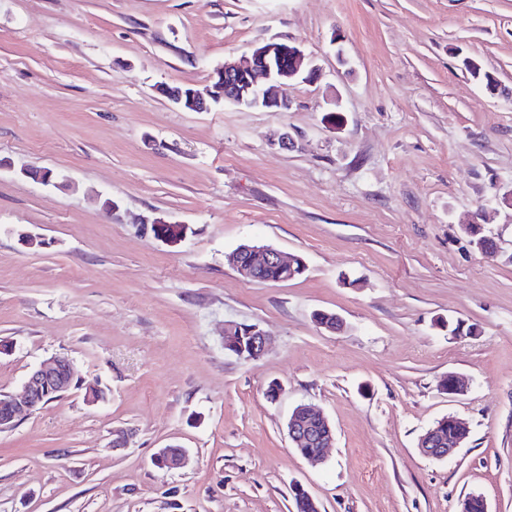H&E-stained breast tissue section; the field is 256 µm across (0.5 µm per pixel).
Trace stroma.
<instances>
[{
    "instance_id": "stroma-1",
    "label": "stroma",
    "mask_w": 512,
    "mask_h": 512,
    "mask_svg": "<svg viewBox=\"0 0 512 512\" xmlns=\"http://www.w3.org/2000/svg\"><path fill=\"white\" fill-rule=\"evenodd\" d=\"M270 41L320 72L287 111L165 96ZM0 157V393L56 354L75 370L0 432V512H293L296 484L321 512H512V0H0ZM476 213L496 255L461 230ZM247 240L305 274L246 282ZM228 320L267 353H225ZM301 402L336 430L318 465L288 437ZM448 415L465 444L423 457ZM170 444L185 468L153 464ZM449 419L454 422L457 428L455 439L448 441V438L454 436V428L451 421L443 417L433 424V426L439 425L436 434L435 428L430 427L426 430L425 434L421 436L418 449L422 455L435 460H447L456 454L461 444L467 438L468 431L464 424L457 418L449 416ZM437 439L445 441L448 445Z\"/></svg>"
}]
</instances>
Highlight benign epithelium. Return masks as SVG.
Here are the masks:
<instances>
[{
    "mask_svg": "<svg viewBox=\"0 0 512 512\" xmlns=\"http://www.w3.org/2000/svg\"><path fill=\"white\" fill-rule=\"evenodd\" d=\"M220 84L212 86L208 96L189 91V106L197 111L207 110L213 104L230 103L246 108L284 111L290 101L285 89L297 80H318L319 68L297 45L285 42H267L254 47L250 54L235 61H226L219 67ZM291 257L272 246L242 249L232 254V264L242 277L256 281L270 266L288 270ZM268 348V338L257 324L233 320L224 322V351L245 360L262 357ZM74 378L72 361L65 355H56L32 371L18 395L0 394V431L15 426L20 417L43 408L51 394L68 391ZM457 433L455 439L444 444L437 440L435 428L430 427L418 443L420 453L435 460L453 457L465 441L468 431L457 418L450 417ZM288 437L295 448L317 446L319 457L333 447L334 428L323 414L307 404L297 405L287 423ZM154 464L165 470L185 467L189 454L184 448H160L154 454Z\"/></svg>",
    "mask_w": 512,
    "mask_h": 512,
    "instance_id": "7a95c632",
    "label": "benign epithelium"
}]
</instances>
